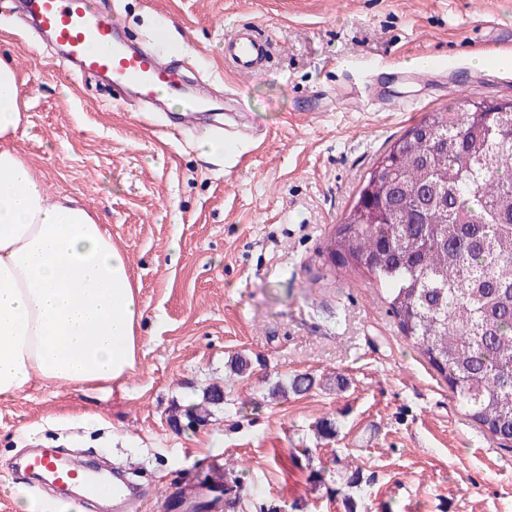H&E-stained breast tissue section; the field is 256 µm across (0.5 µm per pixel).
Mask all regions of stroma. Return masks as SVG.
<instances>
[{
    "label": "stroma",
    "mask_w": 512,
    "mask_h": 512,
    "mask_svg": "<svg viewBox=\"0 0 512 512\" xmlns=\"http://www.w3.org/2000/svg\"><path fill=\"white\" fill-rule=\"evenodd\" d=\"M0 0V57L27 78L26 116L9 146L50 194L93 210L127 256L143 315L133 372L106 389L33 381L0 399V512H17L14 468L27 448H72L138 474L145 512L210 479L237 485L234 508L207 512H512V448L457 406L402 335L380 288L328 272L323 251L377 158L414 123L461 97L512 99V54L475 67L473 47L512 38V0H95L130 41L155 50L166 31L177 78L204 80L191 127L143 112L111 84L46 65L56 49ZM260 24L262 73L235 76L224 36ZM444 61L408 77L410 60ZM401 70L377 98L343 89L366 69ZM256 121L234 152L220 138L225 99ZM249 362L237 375L236 357ZM307 374L304 393L272 396ZM216 383L209 421L185 406ZM100 415L86 422L84 413ZM334 437L317 436L321 422Z\"/></svg>",
    "instance_id": "obj_1"
}]
</instances>
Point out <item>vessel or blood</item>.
I'll list each match as a JSON object with an SVG mask.
<instances>
[{"mask_svg": "<svg viewBox=\"0 0 512 512\" xmlns=\"http://www.w3.org/2000/svg\"><path fill=\"white\" fill-rule=\"evenodd\" d=\"M24 6L37 26L61 46L64 65L85 74H109L114 87L143 103L157 104L164 93L178 95L170 66L152 52L120 39L112 19L91 11L88 0H24ZM268 45L256 25H242L225 38L224 59L234 74L254 78L263 70ZM28 465L60 485L90 494L98 486L85 471L62 469L46 454L31 458Z\"/></svg>", "mask_w": 512, "mask_h": 512, "instance_id": "vessel-or-blood-1", "label": "vessel or blood"}]
</instances>
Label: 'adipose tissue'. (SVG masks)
Instances as JSON below:
<instances>
[{
    "label": "adipose tissue",
    "instance_id": "ef3b65f1",
    "mask_svg": "<svg viewBox=\"0 0 512 512\" xmlns=\"http://www.w3.org/2000/svg\"><path fill=\"white\" fill-rule=\"evenodd\" d=\"M24 75L0 59V398L32 380L104 388L135 366L142 303L127 259L80 200L49 194L9 148Z\"/></svg>",
    "mask_w": 512,
    "mask_h": 512
}]
</instances>
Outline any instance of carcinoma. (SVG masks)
<instances>
[{
    "instance_id": "carcinoma-1",
    "label": "carcinoma",
    "mask_w": 512,
    "mask_h": 512,
    "mask_svg": "<svg viewBox=\"0 0 512 512\" xmlns=\"http://www.w3.org/2000/svg\"><path fill=\"white\" fill-rule=\"evenodd\" d=\"M326 254L385 291L413 349L473 422L512 443V100L461 98L392 143ZM217 386L185 416L204 423Z\"/></svg>"
}]
</instances>
